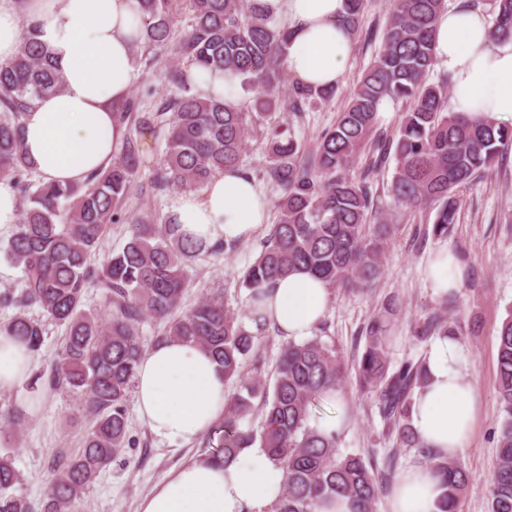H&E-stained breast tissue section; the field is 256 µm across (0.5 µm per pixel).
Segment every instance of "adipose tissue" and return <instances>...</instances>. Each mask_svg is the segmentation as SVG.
Wrapping results in <instances>:
<instances>
[{"instance_id":"1","label":"adipose tissue","mask_w":512,"mask_h":512,"mask_svg":"<svg viewBox=\"0 0 512 512\" xmlns=\"http://www.w3.org/2000/svg\"><path fill=\"white\" fill-rule=\"evenodd\" d=\"M292 31L286 66L295 81L340 84L352 38L340 24L345 0H261ZM39 25L38 38L63 71L64 89L35 100L25 118V149L47 182H81L109 164L122 138L114 112L136 73L134 46L143 29L138 0H24L16 11L0 0V65L22 38L20 17ZM490 18L476 9H450L437 20L436 56L453 88L454 111L512 124V36L493 37ZM270 202L236 169L215 175L203 193L184 192L168 215L184 234L212 243L244 241L268 220ZM266 315L291 341L312 335L329 305L328 284L298 271L266 291ZM429 380L415 390L411 425L437 456L454 457L467 446L479 392L465 349L454 337L434 340L426 357ZM32 357L0 335V391L24 386ZM139 417L160 440L189 445L211 431L227 399L224 372L203 349L176 340L152 345L134 378ZM283 470L265 449H244L226 463L200 456L181 465L140 504V512H271L281 497ZM439 481L425 466L397 479L391 512H433Z\"/></svg>"}]
</instances>
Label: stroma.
<instances>
[{
	"mask_svg": "<svg viewBox=\"0 0 512 512\" xmlns=\"http://www.w3.org/2000/svg\"><path fill=\"white\" fill-rule=\"evenodd\" d=\"M388 13L389 0H368L363 33L354 43L346 74L333 99L315 102L300 114L276 110L275 121L288 124L306 151L315 150L320 133L335 122L350 89L380 50ZM136 58L138 76L132 97L152 106L170 96L173 89L164 74L175 64L174 55L158 56L140 48ZM392 173L388 166L375 178L378 215L396 227L383 257V273L368 287L334 288L316 334L334 345L346 362L356 363L364 351L363 328L368 320L385 307L396 306L394 341L388 353L390 366L395 369L405 360L426 356L430 344L416 340L413 329L440 304H447L448 319L461 333L459 341L471 362L481 398L468 445L459 456L468 478L460 508L462 512H488V488L502 417L496 393L497 334L512 308V160L461 191L458 220L443 240L430 235L416 237L417 229L432 223L433 214L427 208L413 210L396 203L387 192ZM267 233V227H260L236 248L196 259L187 272L181 309L218 293L227 309L240 320H248V293L239 279L260 251ZM444 244L456 257L459 285L443 295L430 287L426 268L432 253ZM342 389L353 420L342 433L339 448L370 460L375 472L383 476L374 512H390L395 481L409 467L425 463L426 455L388 432L374 393L361 388L355 377H348ZM18 411L27 412L28 417L15 437L13 463L22 475L23 492L39 500L49 488V456L61 448H80L91 417L78 398L46 386L34 410L24 390L0 393V430H7L10 416ZM128 433L133 447L124 449L102 471L80 504L82 512H139L141 500L172 471L191 457L210 454L217 446L216 441L206 438L189 447L160 442L133 410L128 413Z\"/></svg>",
	"mask_w": 512,
	"mask_h": 512,
	"instance_id": "obj_1",
	"label": "stroma"
}]
</instances>
